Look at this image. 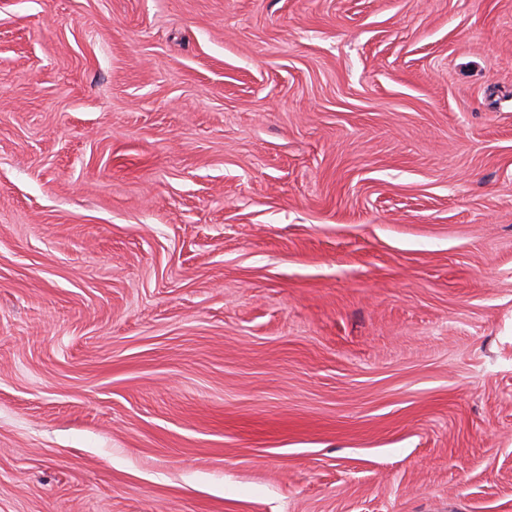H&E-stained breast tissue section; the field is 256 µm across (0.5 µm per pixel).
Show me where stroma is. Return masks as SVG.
Listing matches in <instances>:
<instances>
[{
  "mask_svg": "<svg viewBox=\"0 0 512 512\" xmlns=\"http://www.w3.org/2000/svg\"><path fill=\"white\" fill-rule=\"evenodd\" d=\"M0 512H512V0H0Z\"/></svg>",
  "mask_w": 512,
  "mask_h": 512,
  "instance_id": "1",
  "label": "stroma"
}]
</instances>
